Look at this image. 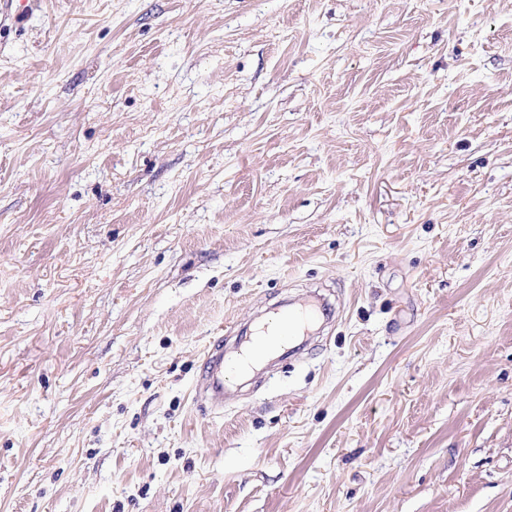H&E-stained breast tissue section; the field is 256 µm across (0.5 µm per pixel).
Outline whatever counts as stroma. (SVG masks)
<instances>
[{
    "instance_id": "35a3bbf8",
    "label": "stroma",
    "mask_w": 512,
    "mask_h": 512,
    "mask_svg": "<svg viewBox=\"0 0 512 512\" xmlns=\"http://www.w3.org/2000/svg\"><path fill=\"white\" fill-rule=\"evenodd\" d=\"M318 290L202 409L210 343ZM0 512H512V0L0 34ZM320 313V307L312 302L279 315V322L285 330L295 336L305 335Z\"/></svg>"
}]
</instances>
